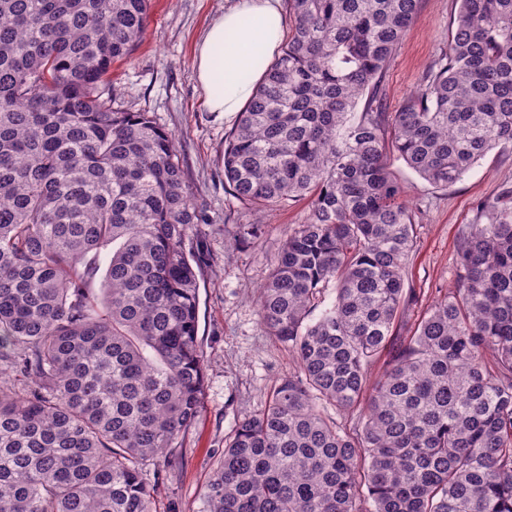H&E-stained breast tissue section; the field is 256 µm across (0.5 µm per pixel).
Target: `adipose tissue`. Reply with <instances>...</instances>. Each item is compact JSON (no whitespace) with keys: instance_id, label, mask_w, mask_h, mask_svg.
Returning a JSON list of instances; mask_svg holds the SVG:
<instances>
[{"instance_id":"obj_1","label":"adipose tissue","mask_w":512,"mask_h":512,"mask_svg":"<svg viewBox=\"0 0 512 512\" xmlns=\"http://www.w3.org/2000/svg\"><path fill=\"white\" fill-rule=\"evenodd\" d=\"M281 0H234L207 28L194 73L208 111L243 112L285 36Z\"/></svg>"}]
</instances>
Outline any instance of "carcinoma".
Returning a JSON list of instances; mask_svg holds the SVG:
<instances>
[{"label": "carcinoma", "instance_id": "1", "mask_svg": "<svg viewBox=\"0 0 512 512\" xmlns=\"http://www.w3.org/2000/svg\"><path fill=\"white\" fill-rule=\"evenodd\" d=\"M149 2L0 0V366L26 382L0 389V512H156L143 467L201 413V215L172 134L106 90ZM287 2L224 182L257 211L310 199L257 310L298 371L226 441L200 512H512V191L480 205L454 287L400 336L415 214L386 155L446 188L512 146V0H460L397 112L378 103L419 0Z\"/></svg>", "mask_w": 512, "mask_h": 512}]
</instances>
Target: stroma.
<instances>
[{
	"label": "stroma",
	"mask_w": 512,
	"mask_h": 512,
	"mask_svg": "<svg viewBox=\"0 0 512 512\" xmlns=\"http://www.w3.org/2000/svg\"><path fill=\"white\" fill-rule=\"evenodd\" d=\"M232 0H151L146 34L129 55L112 66L119 91L117 109L148 112L177 139L179 162L194 204L205 216L195 234L209 262L199 276L198 336L205 370L203 408L195 427L175 449L174 473L145 478L155 491L158 512H199L200 494L236 426L258 413L276 383L296 371L288 347L270 336L257 316L258 289L270 274L288 234L305 223L309 202L289 201L264 215V232L236 243L237 225L254 221L251 207L229 195L224 184V140L235 118L207 111L192 59L212 19ZM457 0H420V20L399 45L384 80V109L397 111L423 87L427 71L448 48ZM391 171L405 187L404 200L416 214L415 242L407 261V284L418 302L396 320L410 335L440 291L454 286L462 232L476 207L512 191V150L489 151L447 188L430 184L396 155Z\"/></svg>",
	"instance_id": "35a3bbf8"
}]
</instances>
